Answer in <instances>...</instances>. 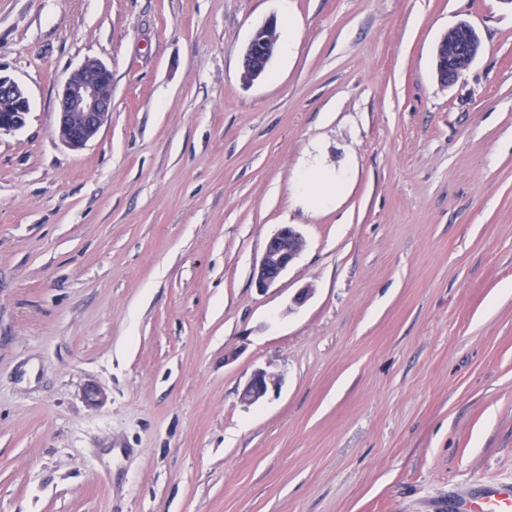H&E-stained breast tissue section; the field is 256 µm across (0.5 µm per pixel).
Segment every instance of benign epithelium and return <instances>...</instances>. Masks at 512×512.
<instances>
[{
	"label": "benign epithelium",
	"instance_id": "1",
	"mask_svg": "<svg viewBox=\"0 0 512 512\" xmlns=\"http://www.w3.org/2000/svg\"><path fill=\"white\" fill-rule=\"evenodd\" d=\"M268 21L253 32L243 54L244 75L256 79L261 67L271 58L267 32ZM456 41H440L436 48V72L441 83H454L482 52L479 31L467 22L453 28ZM9 108L0 112V134L22 128L30 112L25 89L16 80L0 74V102ZM112 112V70L97 59H87L74 69L58 94L56 133L67 147L80 150L98 135L107 116ZM304 239L291 226L278 229L266 242L261 260L253 277L259 289L273 285L300 255ZM278 385V378L263 369L254 371L240 393V402L250 406L260 402Z\"/></svg>",
	"mask_w": 512,
	"mask_h": 512
}]
</instances>
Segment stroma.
I'll list each match as a JSON object with an SVG mask.
<instances>
[{
    "mask_svg": "<svg viewBox=\"0 0 512 512\" xmlns=\"http://www.w3.org/2000/svg\"><path fill=\"white\" fill-rule=\"evenodd\" d=\"M463 21L484 48L445 86ZM88 58L112 111L74 151ZM0 73L31 104L0 135V512H457L512 481L511 6L0 0ZM284 225L305 247L259 291ZM274 21L265 22L253 32L243 54L244 75L248 79H256L261 74V66H265L271 58L269 40L266 36ZM266 66L263 69L265 71ZM262 72V73H263ZM112 111V71L97 59L74 69L58 94L56 133L72 150H80L98 135ZM73 112H81L74 123ZM298 188L300 193L311 201L324 206L342 190L343 183L338 179L325 181L319 171L310 170L301 177ZM278 385V378L263 369L254 371L240 393V402L250 406L260 402Z\"/></svg>",
    "mask_w": 512,
    "mask_h": 512,
    "instance_id": "obj_1",
    "label": "stroma"
}]
</instances>
